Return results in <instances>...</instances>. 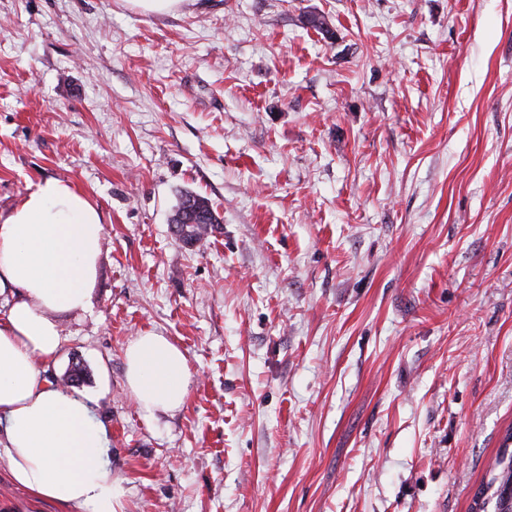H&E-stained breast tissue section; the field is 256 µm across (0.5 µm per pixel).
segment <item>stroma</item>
Returning <instances> with one entry per match:
<instances>
[{
	"mask_svg": "<svg viewBox=\"0 0 512 512\" xmlns=\"http://www.w3.org/2000/svg\"><path fill=\"white\" fill-rule=\"evenodd\" d=\"M47 178L105 230L43 375L85 365L125 512H469L512 427V0H0V213ZM148 331L191 374L152 418ZM0 512L61 510L1 462ZM192 199L193 206L200 209L208 215V224H199L200 215L195 211H188L186 204ZM190 206V207H193ZM175 224H173V233L177 240L187 246H192L203 240L209 233L220 224L217 212L213 208L210 200L200 194L186 191L180 195L178 204L173 214ZM193 224H190V223ZM125 365L127 389L146 417L184 405L190 372L184 353L167 336H136L125 351Z\"/></svg>",
	"mask_w": 512,
	"mask_h": 512,
	"instance_id": "35a3bbf8",
	"label": "stroma"
}]
</instances>
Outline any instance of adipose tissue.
Returning <instances> with one entry per match:
<instances>
[{
    "mask_svg": "<svg viewBox=\"0 0 512 512\" xmlns=\"http://www.w3.org/2000/svg\"><path fill=\"white\" fill-rule=\"evenodd\" d=\"M104 216L77 187L50 178L0 215V293L19 295L0 317V456L33 499L70 512H124L108 464L110 428L90 398L49 383L39 365L60 348V315L86 310ZM126 385L145 416L179 410L190 372L182 350L147 332L125 351Z\"/></svg>",
    "mask_w": 512,
    "mask_h": 512,
    "instance_id": "ef3b65f1",
    "label": "adipose tissue"
}]
</instances>
